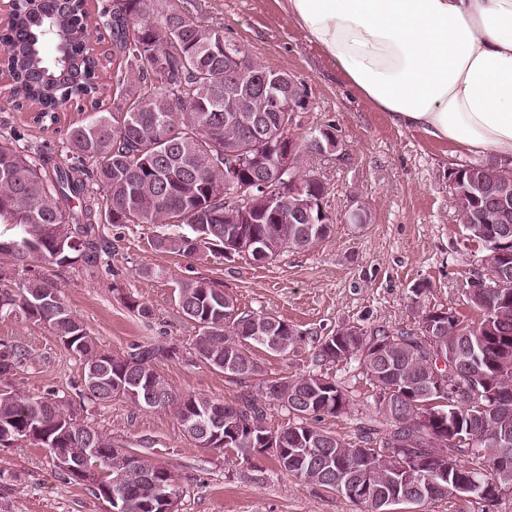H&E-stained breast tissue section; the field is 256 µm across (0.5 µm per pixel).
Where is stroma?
Masks as SVG:
<instances>
[{
  "mask_svg": "<svg viewBox=\"0 0 512 512\" xmlns=\"http://www.w3.org/2000/svg\"><path fill=\"white\" fill-rule=\"evenodd\" d=\"M196 20L220 26L225 36L267 67L293 76L306 87L307 108L291 129L307 142L330 128L340 140L337 152L312 154L308 165L326 187L335 219L330 236L304 249L288 250L257 264L250 258L221 261L156 251L161 224H108L109 264L90 274L36 262L32 272L57 284L68 309L86 326L102 352L122 356L136 344L166 343L179 348L174 359L156 362V371L179 395H198L227 404L256 382L243 383L194 362L196 334L174 300V284L191 277L219 284L240 310L263 313L292 325L307 340L279 355L262 348L252 353L273 378L322 373L335 378L350 399L347 413L322 416L317 425L348 442L375 416L374 391L356 367L315 360V337L342 326L409 328L414 323L411 290L426 285L422 302L453 309L465 323L481 318L465 294L483 270L485 252L468 241L448 171L463 155L424 134L394 126L351 92L335 69L292 25L277 0H185ZM10 82L0 74V138L21 135L23 144L69 160L67 131L90 113L64 108L57 124L43 128L33 114L17 109ZM365 207L371 219L358 226L347 213ZM152 276H143V269ZM148 305L153 316L138 319L125 298ZM0 342L23 345L26 365L10 381L23 396L55 392L71 397L83 377L82 363L66 352L47 329L24 319L0 320ZM85 425L112 436L127 449L149 443V456L170 468L182 492L180 512H360L336 492L283 474L272 455L227 461L221 448H200L187 439L172 413L143 411L121 399L79 410ZM107 502L90 484L71 482L45 448L20 442L0 447V512H107Z\"/></svg>",
  "mask_w": 512,
  "mask_h": 512,
  "instance_id": "35a3bbf8",
  "label": "stroma"
}]
</instances>
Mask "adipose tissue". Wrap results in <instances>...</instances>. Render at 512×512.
I'll return each instance as SVG.
<instances>
[{
    "label": "adipose tissue",
    "mask_w": 512,
    "mask_h": 512,
    "mask_svg": "<svg viewBox=\"0 0 512 512\" xmlns=\"http://www.w3.org/2000/svg\"><path fill=\"white\" fill-rule=\"evenodd\" d=\"M344 82L391 122L512 160V0H282Z\"/></svg>",
    "instance_id": "ef3b65f1"
}]
</instances>
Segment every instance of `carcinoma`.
Masks as SVG:
<instances>
[{"label":"carcinoma","mask_w":512,"mask_h":512,"mask_svg":"<svg viewBox=\"0 0 512 512\" xmlns=\"http://www.w3.org/2000/svg\"><path fill=\"white\" fill-rule=\"evenodd\" d=\"M96 19L112 35V85L101 83L99 57L91 45V16L87 0H74L62 7L58 0H42L32 13L20 7L0 34V48L14 49L3 59L12 78L16 97L34 106L38 123L58 122V112L69 98H91L92 109L99 111L97 96L112 88L114 112L74 125L67 137L71 162L48 166L16 144L0 139V319L22 317L45 326L62 347L82 360L84 370L101 368L97 383L89 385L83 374L77 397L82 402L101 404L116 398L136 408L169 411L185 428L192 420L214 415L224 424L241 431L228 435L221 448L241 454L242 449L258 444L272 429L267 423V406L273 403L288 412L292 422L278 433L288 438L300 433L303 441L319 455L328 453L336 465L347 466L358 459L374 469L377 485L391 483L397 465L422 460L434 467L451 466L479 478L497 477L512 484V470L486 472L499 453L494 424L483 426L478 448L482 454L463 451L467 444L450 440L465 433L468 423H478L483 397L467 394L460 383L469 370L472 352L485 351L489 359L479 366L483 384L497 396L512 402V360L498 363L495 349L512 348V272L486 294V300L469 299L478 310L480 322L469 325L453 309H419L416 321L435 314L449 323L442 335L428 338L409 329L390 331L383 327L348 325L317 340L315 358L324 364L357 363L358 369L375 389L376 419L363 429L358 443L351 445L321 429L311 420L324 414L340 415L349 407L344 388L324 374L295 378H270L252 356L246 341L259 346L249 336L253 326L275 325L280 341L266 350L283 354L303 341L300 334H288L289 324L262 313L240 310L233 299L213 283L185 278L176 282L174 299L183 316L198 328L193 344L196 361L213 370H222L230 358L242 376L257 382L261 395L247 393L235 405L196 395L180 396L158 374L154 364L161 358L177 355V349L162 343L137 344L123 356L104 353L84 324L64 305L60 290L36 276L15 283L18 268L29 269L35 261L59 267H80L87 272L109 262L110 247L101 225L107 224H185L186 233L156 235L153 246L165 253L193 258L202 254L252 256L248 238L235 234L237 225L227 216L234 210H247L258 223L245 228L265 240L268 260L289 250H302L309 243L300 240L299 225L293 224L294 204L284 202L279 209L268 205L276 198L279 179L276 164L279 151L290 136L289 112H270L264 97L253 90L255 77L265 74L282 82L281 94L291 92L289 75L255 61L238 44L229 41L224 28L203 24L188 16L183 0H113ZM263 128L246 137L241 119ZM309 145L297 146L294 171L300 184L299 201L313 203V214L323 222L326 216L325 184L304 168ZM266 159L272 172L267 174L265 190L252 189L251 160ZM450 192L460 212L461 222L469 227L468 240L487 252V267L482 279L493 284L494 253L512 252V211L497 219L492 188L512 186V166L494 159L466 162L448 173ZM483 184L487 192L462 198L457 191L471 182ZM385 349L393 372L377 375L374 361L362 346ZM441 348L454 353L460 372L448 371L440 386L416 406L406 402L403 409L384 410L382 403L395 392H412L432 376ZM29 351L19 345L0 343V447L25 441L57 455L61 449L94 470L89 484L105 499L112 490L126 491L128 512H145L141 507L143 488L127 481L129 452L118 449L112 436L89 431L77 420L67 398L53 392L45 396H19L9 390V378L26 364ZM134 371L143 390L164 396L157 405L143 406L121 391L117 381ZM320 387L329 399L313 401L300 413L290 404L311 386ZM454 409L453 427L430 431L417 424L421 413H446ZM92 436L98 454H85L82 436ZM140 474L157 491L177 489L168 467L139 452L135 458ZM282 471L306 484L330 488L322 468L302 458L292 463L277 459Z\"/></svg>","instance_id":"obj_1"}]
</instances>
